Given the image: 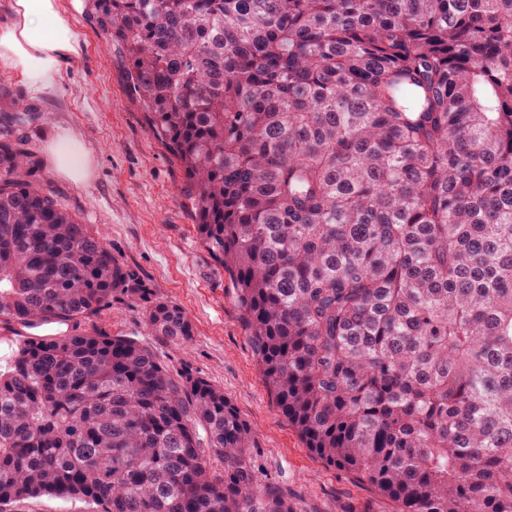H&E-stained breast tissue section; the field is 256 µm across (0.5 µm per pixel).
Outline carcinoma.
Masks as SVG:
<instances>
[{
  "mask_svg": "<svg viewBox=\"0 0 512 512\" xmlns=\"http://www.w3.org/2000/svg\"><path fill=\"white\" fill-rule=\"evenodd\" d=\"M275 407L395 512H512V0H85ZM0 105V512H294L224 389L94 321L130 272ZM147 332L193 336L157 301ZM91 502L80 499H60L48 495L22 500L13 504L12 512H96Z\"/></svg>",
  "mask_w": 512,
  "mask_h": 512,
  "instance_id": "cac0c4a2",
  "label": "carcinoma"
}]
</instances>
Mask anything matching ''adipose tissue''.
<instances>
[{"mask_svg": "<svg viewBox=\"0 0 512 512\" xmlns=\"http://www.w3.org/2000/svg\"><path fill=\"white\" fill-rule=\"evenodd\" d=\"M75 50V35L59 0H10L0 22V74L21 75L30 91L42 96L58 87L60 62ZM46 151L59 176L75 183L91 178L92 154L71 129L58 128Z\"/></svg>", "mask_w": 512, "mask_h": 512, "instance_id": "obj_1", "label": "adipose tissue"}]
</instances>
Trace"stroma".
<instances>
[{
    "instance_id": "1",
    "label": "stroma",
    "mask_w": 512,
    "mask_h": 512,
    "mask_svg": "<svg viewBox=\"0 0 512 512\" xmlns=\"http://www.w3.org/2000/svg\"><path fill=\"white\" fill-rule=\"evenodd\" d=\"M60 5L78 45L62 62L60 86L35 97L21 76L0 78V101L38 112L27 129L35 151H43L59 126L83 137L94 156L91 180L76 184L47 166L45 186L102 234L154 297L185 310L193 335L184 344L146 336L142 303L121 296L95 328L146 338L171 369L189 368L223 388L251 426L260 472L282 488L294 512H391V503L368 486L313 457L275 408L253 361L230 278L199 238L192 205L179 192V168L127 91L117 47L91 22L84 0Z\"/></svg>"
}]
</instances>
